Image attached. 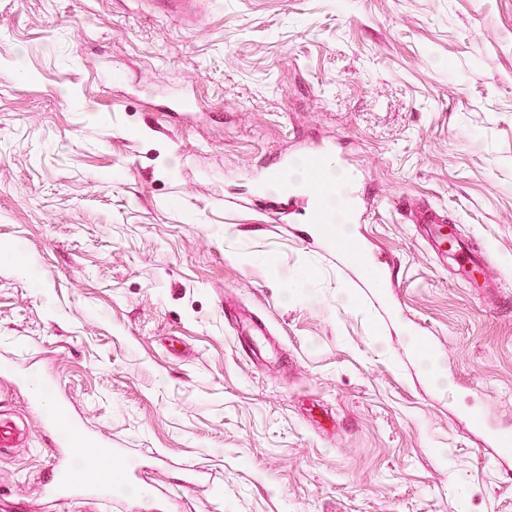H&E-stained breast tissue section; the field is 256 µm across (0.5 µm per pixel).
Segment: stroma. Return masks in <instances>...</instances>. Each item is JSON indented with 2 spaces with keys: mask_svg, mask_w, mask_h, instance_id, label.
I'll list each match as a JSON object with an SVG mask.
<instances>
[{
  "mask_svg": "<svg viewBox=\"0 0 512 512\" xmlns=\"http://www.w3.org/2000/svg\"><path fill=\"white\" fill-rule=\"evenodd\" d=\"M199 2L188 26L162 0H0V364L147 449L179 512H512L488 441L512 435V0ZM334 142L386 287L257 198L275 157ZM405 196L485 253L487 291ZM3 418L0 512H149L43 499L51 443L0 374ZM399 204L409 212L413 224H418L420 233L431 253L442 263L454 264L455 273L475 288H487L489 273L484 256L466 247L456 231V225L448 220L443 210L426 205L420 199L407 196ZM482 277V284L478 281Z\"/></svg>",
  "mask_w": 512,
  "mask_h": 512,
  "instance_id": "stroma-1",
  "label": "stroma"
}]
</instances>
